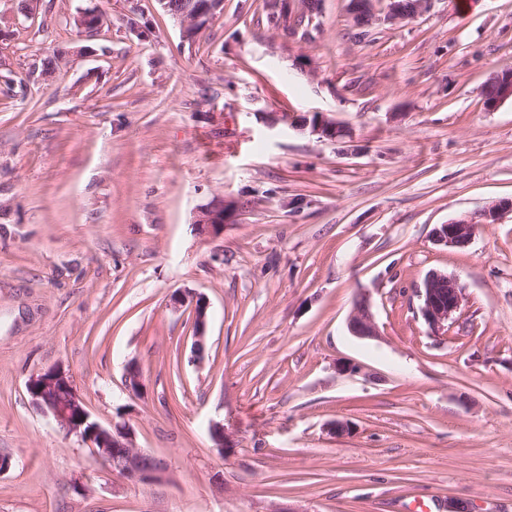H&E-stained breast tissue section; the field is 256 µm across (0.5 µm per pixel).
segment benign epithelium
<instances>
[{"instance_id":"7a95c632","label":"benign epithelium","mask_w":512,"mask_h":512,"mask_svg":"<svg viewBox=\"0 0 512 512\" xmlns=\"http://www.w3.org/2000/svg\"><path fill=\"white\" fill-rule=\"evenodd\" d=\"M211 0H199L193 12L171 11V17L179 24L183 40L191 38L200 23L210 22L217 17L210 7ZM430 0H415L413 11L405 8V0H388L385 20L397 23L427 11ZM270 27L272 30L289 34L295 39L304 26L309 8L304 0H269ZM374 0H351L350 15L354 25L363 27V21L372 19ZM76 26L86 32L98 28L101 19L98 13L88 10L75 18ZM512 100V70L501 72L486 92V104L497 107L501 102ZM314 121L306 122L310 132L318 137L336 141L351 136L345 126L326 117L322 113L313 114ZM237 210L236 202L223 196L214 197L197 215L196 223L212 234L224 232V225L230 223ZM480 224L468 219L441 224L434 228L432 241L436 245L458 247L469 243L478 231ZM420 300V313L431 333L439 335L454 321V315L464 301V288L459 280L448 274L432 271L415 288ZM349 332L359 338H372L378 335L369 297L361 295L348 321ZM27 391L32 404L41 412L54 418L67 434L78 437L82 446L90 449L100 458L112 455L120 459L122 474L142 483H152L160 478L163 466L152 455L136 448L133 443V430L126 421L114 422L106 427L91 418L85 402L71 376L66 372H42L31 377Z\"/></svg>"}]
</instances>
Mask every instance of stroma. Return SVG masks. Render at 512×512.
Wrapping results in <instances>:
<instances>
[{"mask_svg":"<svg viewBox=\"0 0 512 512\" xmlns=\"http://www.w3.org/2000/svg\"><path fill=\"white\" fill-rule=\"evenodd\" d=\"M264 13L224 0L187 44L158 0H40L0 39V512H512V212L432 241L512 199V100L484 104L512 0L396 24L377 0L372 42L348 0H321L309 41ZM315 112L351 137L303 129ZM217 195L238 209L212 236L195 217ZM431 271L465 289L438 337L414 293ZM364 293L372 339L347 328ZM56 366L94 419L130 422L157 481L32 405ZM512 211V202L499 203L491 206L484 211L481 223L472 222V220L461 219L453 221L449 224H440L434 228L432 241L436 245L445 247H459L461 243L469 244L471 239L478 231L480 224H494L497 223L500 212L504 210Z\"/></svg>","mask_w":512,"mask_h":512,"instance_id":"stroma-1","label":"stroma"}]
</instances>
